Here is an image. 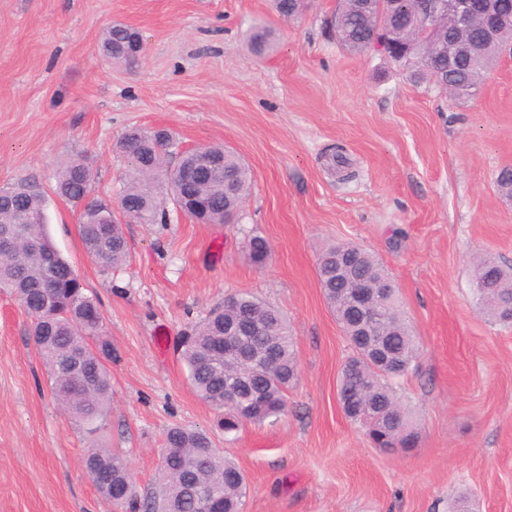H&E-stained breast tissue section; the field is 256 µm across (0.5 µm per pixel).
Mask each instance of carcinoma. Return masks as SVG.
Returning a JSON list of instances; mask_svg holds the SVG:
<instances>
[{"mask_svg":"<svg viewBox=\"0 0 512 512\" xmlns=\"http://www.w3.org/2000/svg\"><path fill=\"white\" fill-rule=\"evenodd\" d=\"M276 11L292 19L302 12L298 0H274ZM427 17L433 27L432 48L418 50V31L412 22ZM327 32L347 52L364 55L374 50L383 31L393 45L412 54L403 67L417 84L431 83L457 99L476 94L488 70L498 58V41H487L476 22L461 26L448 11V0H402L390 16L383 15L378 0H337L334 13L324 20ZM138 31L114 23L103 34L100 49L116 63H138ZM461 46L460 57L448 67V46ZM257 54L271 48L262 28L250 37ZM170 133L165 129L130 127L117 143L124 160L121 195L139 201L132 217L139 224H165L168 204L203 224H228L240 212L251 188L249 167L222 144H206L180 160L167 152ZM210 158L219 164L216 177L188 187L178 179L179 169ZM93 168L87 157L77 156L60 166L50 189L36 176H29L0 190V238L11 246L0 249V288L15 294L28 306L29 335L47 369L53 395L76 422L96 432L107 422L112 405V344L99 335L96 323L84 319L88 309L99 310L97 301L85 294L74 266L52 246L47 232V193L80 209L78 224L86 252L104 271L125 266L129 248L112 210L91 197ZM353 259V269L343 278L336 274V253ZM316 271L320 288L336 316L351 354L338 381V398L348 418L371 403L388 424L380 447L389 450L416 447L419 432L408 409L399 401L394 384L414 369L418 357L415 337L405 319L399 295H381L376 304L385 317V344L389 364H380L376 352L353 335L347 309L350 289L359 283L388 281L384 266L362 247L347 243L328 246L319 255ZM489 280L486 292L476 284ZM473 300L492 320L512 325L502 307L512 302V269L490 258L473 266ZM244 323L265 329L249 339L251 353L265 360L260 366L224 362L215 355L224 343L225 330ZM296 337L287 317L275 306L247 293H235L215 304L190 325L181 342L180 355L189 382L197 396L222 411L219 426L224 434L237 433L245 422L261 423L283 414L288 393L298 380ZM164 448L171 460L160 467L156 488L143 497L127 496L133 486L125 456L95 448L84 459L85 469L97 468L112 475V491L103 495L116 507L133 512H240L246 496L243 472L213 446L204 432L175 425L167 429Z\"/></svg>","mask_w":512,"mask_h":512,"instance_id":"carcinoma-1","label":"carcinoma"}]
</instances>
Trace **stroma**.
<instances>
[{
    "label": "stroma",
    "instance_id": "35a3bbf8",
    "mask_svg": "<svg viewBox=\"0 0 512 512\" xmlns=\"http://www.w3.org/2000/svg\"><path fill=\"white\" fill-rule=\"evenodd\" d=\"M334 0L284 21L272 0H0V187L83 154L92 193L116 198V143L164 127L188 146L221 143L249 166L235 224L124 225L130 258L105 272L85 252L79 213L49 197L55 248L97 298L112 342V412L87 433L58 406L15 296L0 292V512H116L88 477V449L122 452L138 491L153 488L165 430H205L247 480L243 512H512V326L474 305L483 256L512 265V57L460 102L402 66L353 55L322 27ZM139 30L129 69L96 53L105 29ZM276 46L253 54V27ZM346 165L332 168L331 147ZM265 239L263 266L248 258ZM352 242L398 283L418 339L396 388L417 446L374 448L337 400L350 349L316 276L319 252ZM248 291L279 308L297 338L299 378L285 414L224 435L177 349L188 323Z\"/></svg>",
    "mask_w": 512,
    "mask_h": 512
}]
</instances>
